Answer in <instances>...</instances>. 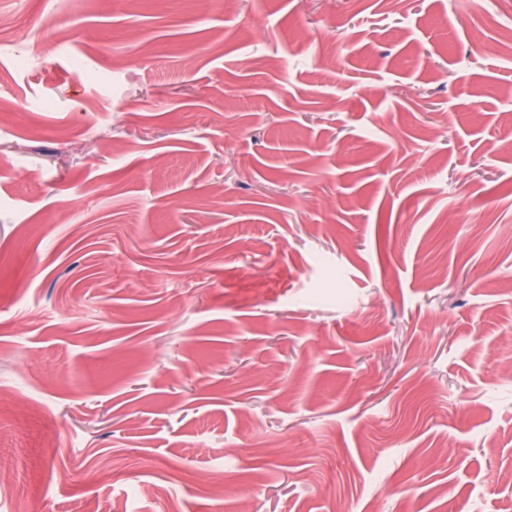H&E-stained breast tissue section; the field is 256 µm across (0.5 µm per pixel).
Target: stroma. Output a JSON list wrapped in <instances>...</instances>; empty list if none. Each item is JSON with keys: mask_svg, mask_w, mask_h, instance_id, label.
<instances>
[{"mask_svg": "<svg viewBox=\"0 0 512 512\" xmlns=\"http://www.w3.org/2000/svg\"><path fill=\"white\" fill-rule=\"evenodd\" d=\"M0 512H512V0H0Z\"/></svg>", "mask_w": 512, "mask_h": 512, "instance_id": "stroma-1", "label": "stroma"}]
</instances>
